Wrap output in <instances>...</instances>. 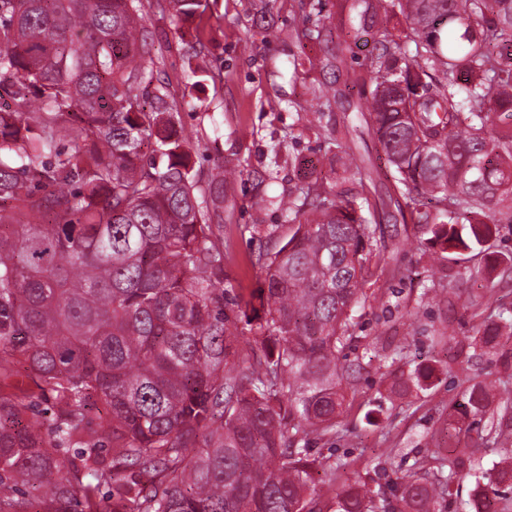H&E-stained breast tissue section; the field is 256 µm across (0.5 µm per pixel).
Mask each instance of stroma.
Wrapping results in <instances>:
<instances>
[{"mask_svg": "<svg viewBox=\"0 0 512 512\" xmlns=\"http://www.w3.org/2000/svg\"><path fill=\"white\" fill-rule=\"evenodd\" d=\"M267 0H209L202 25L208 33L202 59L215 75L203 91L192 90L197 59L183 26L175 25L166 0H141L150 33L145 66L164 79L179 107V121L196 147L194 160L208 172L222 159L239 160L244 174L224 191V240L241 293L258 288L263 276L250 259L267 240L247 233L252 224L282 223L269 197L285 196L299 184L298 160L323 158L327 128H345L347 147L361 154L370 178L366 192L372 221L384 230L377 247L384 258L378 281L366 284L367 299L352 313L353 339L346 350L357 373L346 390L350 401L335 434L317 439L316 451L340 459L334 485H321L323 512H333V486L362 479L371 488L387 486L397 477L435 467L436 455L464 446L467 430L495 431L512 436V336L500 337L492 352L475 341L479 317L512 316V277L482 288L468 279L466 262L454 263L438 253H422L414 236L405 233V219L389 197L393 176L380 160L379 145L362 128L368 103L348 90L349 77L371 61L372 39L361 34L345 39L352 25L351 0H322L337 31L318 40L299 41L293 20L308 9L309 0H274L273 19L265 28L251 27L248 18ZM306 52L317 69L292 75L289 57ZM331 91L320 127L306 125L316 111L318 90ZM284 141L278 168L269 165L270 146ZM443 285L445 301L425 296L431 285ZM476 295L480 308L463 310L458 297ZM431 368L427 390L402 397L391 386L400 373L415 366ZM506 379L496 390L483 417L463 416L456 405L464 391L494 379Z\"/></svg>", "mask_w": 512, "mask_h": 512, "instance_id": "35a3bbf8", "label": "stroma"}]
</instances>
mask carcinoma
Returning <instances> with one entry per match:
<instances>
[{
  "instance_id": "obj_1",
  "label": "carcinoma",
  "mask_w": 512,
  "mask_h": 512,
  "mask_svg": "<svg viewBox=\"0 0 512 512\" xmlns=\"http://www.w3.org/2000/svg\"><path fill=\"white\" fill-rule=\"evenodd\" d=\"M193 24L207 0H168ZM382 13L369 121L427 248L512 271V0H353ZM138 0H0V512H321L312 453L344 413L351 311L367 299L370 223L355 155L275 202L244 298L226 263L231 161L199 188L175 101L135 63ZM404 25H391L395 18ZM311 0L297 34L330 30ZM249 326L244 336L239 323ZM502 325L475 327L492 351ZM24 370L31 388L17 389ZM485 414L487 386L465 390ZM77 459L68 460L70 453ZM480 449L436 458L401 492L347 485L335 512H441ZM512 456L475 476L467 512H512Z\"/></svg>"
}]
</instances>
